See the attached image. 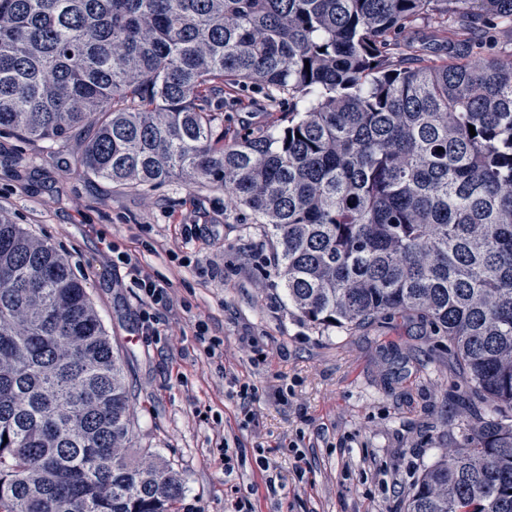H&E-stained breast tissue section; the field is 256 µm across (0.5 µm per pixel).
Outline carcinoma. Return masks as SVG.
I'll use <instances>...</instances> for the list:
<instances>
[{
    "instance_id": "carcinoma-1",
    "label": "carcinoma",
    "mask_w": 512,
    "mask_h": 512,
    "mask_svg": "<svg viewBox=\"0 0 512 512\" xmlns=\"http://www.w3.org/2000/svg\"><path fill=\"white\" fill-rule=\"evenodd\" d=\"M438 18L454 52L409 41ZM512 0H0V129L134 189L220 187L273 241L298 315L395 314L448 340L482 408L406 512H512ZM257 90L282 128L228 143ZM474 126L476 135L469 133ZM442 151H437V148ZM83 281L0 211V512H177Z\"/></svg>"
}]
</instances>
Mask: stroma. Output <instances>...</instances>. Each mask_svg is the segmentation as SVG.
Wrapping results in <instances>:
<instances>
[{"label":"stroma","mask_w":512,"mask_h":512,"mask_svg":"<svg viewBox=\"0 0 512 512\" xmlns=\"http://www.w3.org/2000/svg\"><path fill=\"white\" fill-rule=\"evenodd\" d=\"M260 101L249 93L225 109L227 140L282 125ZM79 141L0 131V210L84 281L125 361L131 454L151 452L183 477L179 512H230L238 499L251 512H404L417 474L448 448L449 425L478 404L447 341L404 314L356 331L310 324L274 276L262 226L222 189L143 192L94 178ZM132 262L171 283L173 311L146 318ZM201 322L222 340L221 359H208ZM244 385L256 389L247 404Z\"/></svg>","instance_id":"obj_1"}]
</instances>
